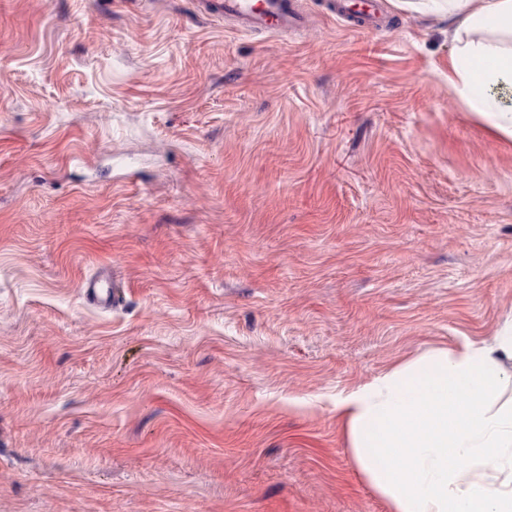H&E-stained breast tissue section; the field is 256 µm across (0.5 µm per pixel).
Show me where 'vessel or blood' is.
Here are the masks:
<instances>
[{
    "label": "vessel or blood",
    "mask_w": 512,
    "mask_h": 512,
    "mask_svg": "<svg viewBox=\"0 0 512 512\" xmlns=\"http://www.w3.org/2000/svg\"><path fill=\"white\" fill-rule=\"evenodd\" d=\"M209 10L219 16H231L241 22L243 29H263L282 33L297 27L302 16L293 0H204ZM338 17L349 21L357 29L372 27L377 16L376 0H337ZM85 296L105 305L116 302L117 295L110 280L96 279L83 285Z\"/></svg>",
    "instance_id": "obj_1"
}]
</instances>
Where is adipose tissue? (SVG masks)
<instances>
[{
	"instance_id": "ef3b65f1",
	"label": "adipose tissue",
	"mask_w": 512,
	"mask_h": 512,
	"mask_svg": "<svg viewBox=\"0 0 512 512\" xmlns=\"http://www.w3.org/2000/svg\"><path fill=\"white\" fill-rule=\"evenodd\" d=\"M455 24L448 84L512 137V0H423ZM512 322L492 345L405 363L339 396L365 476L395 512H512V404L496 405Z\"/></svg>"
}]
</instances>
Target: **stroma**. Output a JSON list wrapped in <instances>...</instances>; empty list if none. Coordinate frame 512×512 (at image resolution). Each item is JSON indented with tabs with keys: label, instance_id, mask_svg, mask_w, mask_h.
Here are the masks:
<instances>
[{
	"label": "stroma",
	"instance_id": "1",
	"mask_svg": "<svg viewBox=\"0 0 512 512\" xmlns=\"http://www.w3.org/2000/svg\"><path fill=\"white\" fill-rule=\"evenodd\" d=\"M296 3L0 0V512H394L336 395L512 318L447 19ZM217 16H231L241 22L245 30L263 29L268 33H282L297 27L301 13L288 0H204ZM335 4L336 15L347 19L356 29H366L373 26L377 16L376 0H361L353 4L346 0H338ZM82 288L88 299L108 306H112V303L118 299L115 288L112 289V282L106 278L88 280L82 285Z\"/></svg>",
	"mask_w": 512,
	"mask_h": 512
}]
</instances>
